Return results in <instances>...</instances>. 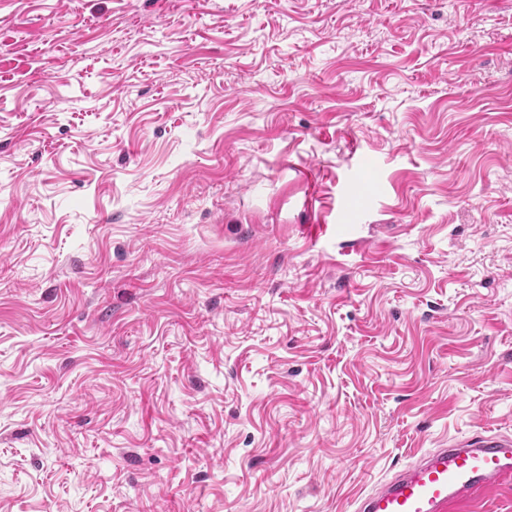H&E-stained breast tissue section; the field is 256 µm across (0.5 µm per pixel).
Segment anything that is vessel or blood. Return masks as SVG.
Segmentation results:
<instances>
[{"label": "vessel or blood", "mask_w": 512, "mask_h": 512, "mask_svg": "<svg viewBox=\"0 0 512 512\" xmlns=\"http://www.w3.org/2000/svg\"><path fill=\"white\" fill-rule=\"evenodd\" d=\"M512 484V436L482 428L421 454L355 502L354 512H450Z\"/></svg>", "instance_id": "b4317fda"}]
</instances>
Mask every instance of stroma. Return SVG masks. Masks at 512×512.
<instances>
[{
	"instance_id": "1",
	"label": "stroma",
	"mask_w": 512,
	"mask_h": 512,
	"mask_svg": "<svg viewBox=\"0 0 512 512\" xmlns=\"http://www.w3.org/2000/svg\"><path fill=\"white\" fill-rule=\"evenodd\" d=\"M482 427L512 0H0V512H352Z\"/></svg>"
}]
</instances>
